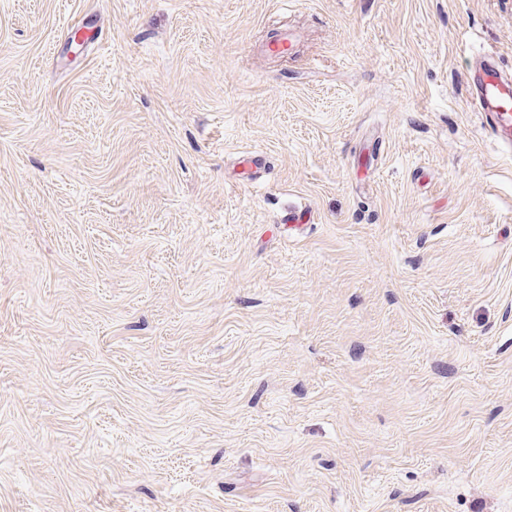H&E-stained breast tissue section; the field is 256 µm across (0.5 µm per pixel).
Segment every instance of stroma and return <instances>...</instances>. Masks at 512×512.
I'll return each mask as SVG.
<instances>
[{"label":"stroma","mask_w":512,"mask_h":512,"mask_svg":"<svg viewBox=\"0 0 512 512\" xmlns=\"http://www.w3.org/2000/svg\"><path fill=\"white\" fill-rule=\"evenodd\" d=\"M480 58L512 0H0V512H512Z\"/></svg>","instance_id":"obj_1"}]
</instances>
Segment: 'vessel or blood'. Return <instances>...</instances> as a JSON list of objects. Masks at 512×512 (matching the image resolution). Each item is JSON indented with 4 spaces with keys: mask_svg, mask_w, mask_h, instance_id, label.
<instances>
[{
    "mask_svg": "<svg viewBox=\"0 0 512 512\" xmlns=\"http://www.w3.org/2000/svg\"><path fill=\"white\" fill-rule=\"evenodd\" d=\"M467 85L497 138L512 147V78L496 64L483 62L468 73Z\"/></svg>",
    "mask_w": 512,
    "mask_h": 512,
    "instance_id": "1",
    "label": "vessel or blood"
}]
</instances>
